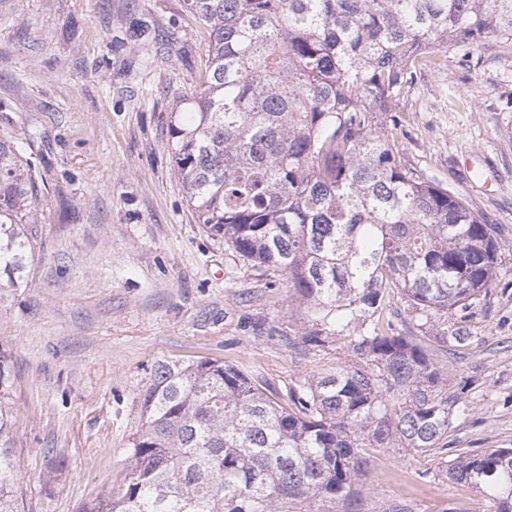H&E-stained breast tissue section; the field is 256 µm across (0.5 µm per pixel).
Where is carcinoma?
Returning a JSON list of instances; mask_svg holds the SVG:
<instances>
[{
    "instance_id": "cac0c4a2",
    "label": "carcinoma",
    "mask_w": 512,
    "mask_h": 512,
    "mask_svg": "<svg viewBox=\"0 0 512 512\" xmlns=\"http://www.w3.org/2000/svg\"><path fill=\"white\" fill-rule=\"evenodd\" d=\"M186 4L211 37L200 90L168 116L190 207L243 262L287 276L301 343L345 358L285 399L227 362L158 363L122 482L83 512H322L396 446L512 512V448L448 447L466 406L436 361L477 341L444 315L490 291L495 228L406 169L378 118L440 50L511 44L512 0ZM38 195L0 136V305L23 286ZM12 385L0 344V512H15Z\"/></svg>"
}]
</instances>
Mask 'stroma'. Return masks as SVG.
<instances>
[{
	"label": "stroma",
	"mask_w": 512,
	"mask_h": 512,
	"mask_svg": "<svg viewBox=\"0 0 512 512\" xmlns=\"http://www.w3.org/2000/svg\"><path fill=\"white\" fill-rule=\"evenodd\" d=\"M208 44L185 0H0V135L41 187L24 285L0 307L17 512H81L120 483L158 362H229L281 394L336 368L335 348L294 346L286 276L239 260L187 203L168 115ZM381 124L407 169L496 227L494 284L448 316L479 341L440 364L469 408L449 447L512 448V48L447 50ZM357 494L363 512H494L410 448L377 449Z\"/></svg>",
	"instance_id": "1"
}]
</instances>
